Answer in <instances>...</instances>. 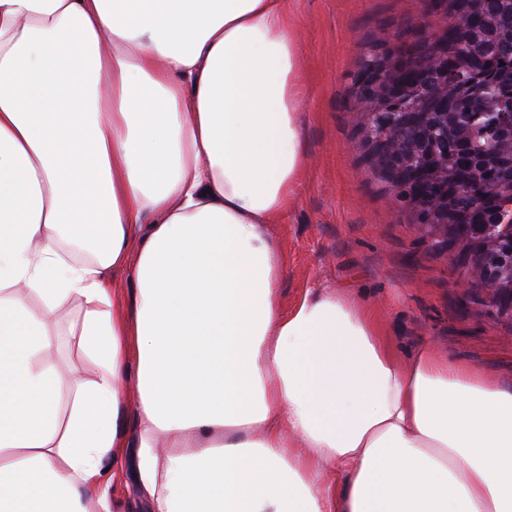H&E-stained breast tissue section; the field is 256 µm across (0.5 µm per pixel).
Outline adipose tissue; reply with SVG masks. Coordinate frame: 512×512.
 <instances>
[{
	"label": "adipose tissue",
	"mask_w": 512,
	"mask_h": 512,
	"mask_svg": "<svg viewBox=\"0 0 512 512\" xmlns=\"http://www.w3.org/2000/svg\"><path fill=\"white\" fill-rule=\"evenodd\" d=\"M290 4L0 0V512H112L130 380L149 512H512V388L401 362L336 290L282 303ZM56 359L59 364L66 368H77L87 374L94 368L88 356L78 348L76 342L69 336H61Z\"/></svg>",
	"instance_id": "1"
}]
</instances>
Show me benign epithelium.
<instances>
[{"instance_id": "obj_1", "label": "benign epithelium", "mask_w": 512, "mask_h": 512, "mask_svg": "<svg viewBox=\"0 0 512 512\" xmlns=\"http://www.w3.org/2000/svg\"><path fill=\"white\" fill-rule=\"evenodd\" d=\"M380 65L362 67L354 76L351 95L361 112L362 122L374 118L364 130L363 144L371 145L387 161L386 175L392 185L390 203L415 210L414 226L429 247L446 254L458 243L469 244L464 266L469 278L464 290L476 285L484 291V302L500 315H512V213L501 212L492 222L473 224L472 208L458 213L457 223H435L437 210L449 200L466 199L473 208L486 206L483 189L506 185L512 189V87L496 82L488 86L496 91V112H471V122H481L488 136L473 140L462 133L458 113H436L437 139L429 138V125L419 112L423 101L436 102L448 97V89L457 88L470 100L474 83L471 76L448 68L438 33L426 32V23L408 29L406 37L384 31L377 38ZM455 136L458 152L470 162L467 177L460 183L427 182L426 174L413 162L427 153H436L440 143Z\"/></svg>"}]
</instances>
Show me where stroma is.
I'll return each mask as SVG.
<instances>
[{
    "label": "stroma",
    "mask_w": 512,
    "mask_h": 512,
    "mask_svg": "<svg viewBox=\"0 0 512 512\" xmlns=\"http://www.w3.org/2000/svg\"><path fill=\"white\" fill-rule=\"evenodd\" d=\"M304 103L305 165L282 223L268 231L284 266V302L305 289L340 288L367 307L401 361L427 340L512 388V319L463 291L465 270L419 237L410 216L389 203L362 149L350 93L353 76L380 31L438 28L428 0H294Z\"/></svg>",
    "instance_id": "stroma-1"
}]
</instances>
